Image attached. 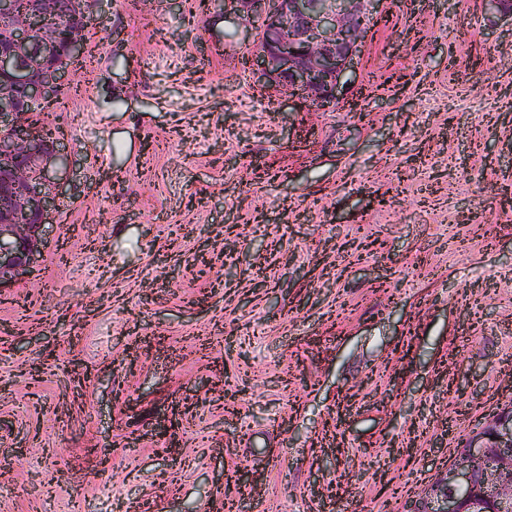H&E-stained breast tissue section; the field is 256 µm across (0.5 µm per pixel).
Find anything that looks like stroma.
<instances>
[{
    "instance_id": "stroma-1",
    "label": "stroma",
    "mask_w": 512,
    "mask_h": 512,
    "mask_svg": "<svg viewBox=\"0 0 512 512\" xmlns=\"http://www.w3.org/2000/svg\"><path fill=\"white\" fill-rule=\"evenodd\" d=\"M380 11L355 114L257 91L218 0H101L0 288V512H402L512 402V16Z\"/></svg>"
}]
</instances>
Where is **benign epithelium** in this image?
<instances>
[{
    "instance_id": "benign-epithelium-1",
    "label": "benign epithelium",
    "mask_w": 512,
    "mask_h": 512,
    "mask_svg": "<svg viewBox=\"0 0 512 512\" xmlns=\"http://www.w3.org/2000/svg\"><path fill=\"white\" fill-rule=\"evenodd\" d=\"M379 0H223L224 16L252 38L254 83L295 97L316 111L344 102L341 78L358 57ZM56 0H31L16 14L0 0V287L39 252L44 227L60 206L52 172L67 156L64 138L33 140L30 108L68 84L69 58L83 42L59 46L53 27L35 18L55 13ZM458 459L424 486L404 512H512V404L465 438Z\"/></svg>"
}]
</instances>
